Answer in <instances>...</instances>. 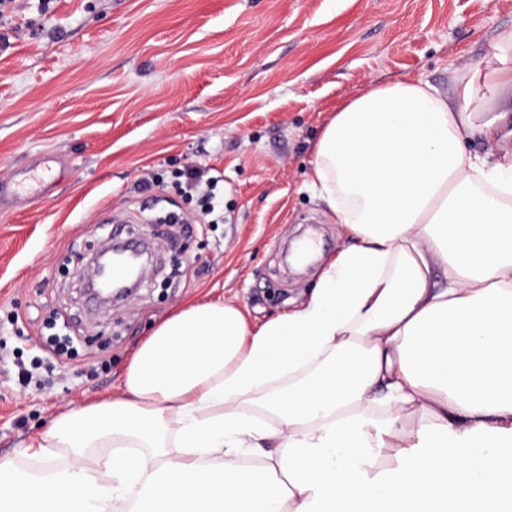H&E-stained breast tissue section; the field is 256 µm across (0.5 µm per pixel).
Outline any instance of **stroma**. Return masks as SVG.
<instances>
[{
    "instance_id": "obj_1",
    "label": "stroma",
    "mask_w": 512,
    "mask_h": 512,
    "mask_svg": "<svg viewBox=\"0 0 512 512\" xmlns=\"http://www.w3.org/2000/svg\"><path fill=\"white\" fill-rule=\"evenodd\" d=\"M512 27V0H10L0 10V180L63 157L52 194L0 211V457L72 406L122 390L152 328L185 302L231 301L252 325L309 292L348 235L308 188L337 108L386 81L453 97ZM201 166L224 221L137 181ZM121 222L161 261L136 299L98 310L78 259ZM321 240L294 269L292 241ZM70 337L59 359L52 338Z\"/></svg>"
}]
</instances>
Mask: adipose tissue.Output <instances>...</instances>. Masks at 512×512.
<instances>
[{
    "label": "adipose tissue",
    "instance_id": "1",
    "mask_svg": "<svg viewBox=\"0 0 512 512\" xmlns=\"http://www.w3.org/2000/svg\"><path fill=\"white\" fill-rule=\"evenodd\" d=\"M309 185L351 239L309 296L182 305L0 458V512H512V29L454 99L343 103Z\"/></svg>",
    "mask_w": 512,
    "mask_h": 512
}]
</instances>
